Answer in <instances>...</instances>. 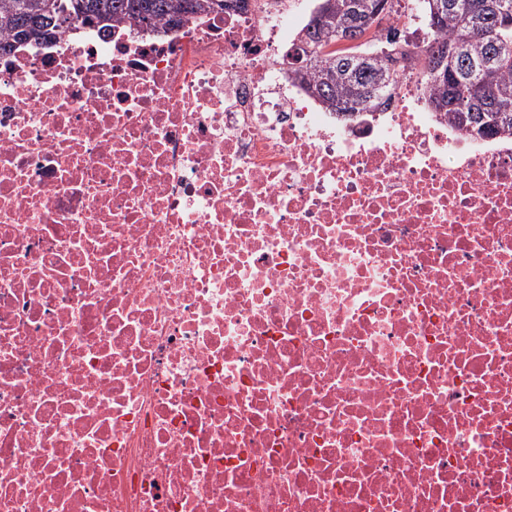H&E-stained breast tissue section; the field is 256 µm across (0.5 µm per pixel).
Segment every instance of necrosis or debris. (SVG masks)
<instances>
[{
	"mask_svg": "<svg viewBox=\"0 0 512 512\" xmlns=\"http://www.w3.org/2000/svg\"><path fill=\"white\" fill-rule=\"evenodd\" d=\"M318 0L0 52V512H512V135L290 79Z\"/></svg>",
	"mask_w": 512,
	"mask_h": 512,
	"instance_id": "obj_1",
	"label": "necrosis or debris"
}]
</instances>
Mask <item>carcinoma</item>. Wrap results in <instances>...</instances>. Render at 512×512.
<instances>
[{"label": "carcinoma", "instance_id": "carcinoma-1", "mask_svg": "<svg viewBox=\"0 0 512 512\" xmlns=\"http://www.w3.org/2000/svg\"><path fill=\"white\" fill-rule=\"evenodd\" d=\"M74 15L60 17L57 0H0V50L15 43L40 44L66 29L97 22L109 29L135 21L155 28L166 21L177 25L202 10H224L226 0H62ZM350 0H321L327 8L318 13V24L306 27L305 44L313 47L320 34L348 33V42L360 39L367 28L353 24ZM454 8L432 22L425 17L431 37L425 60L439 57L436 73L423 74L427 85L426 104L433 112L448 114L458 129L479 136L512 133V0H450ZM468 46L464 57L448 55L456 43ZM357 54L344 47L315 51L301 66H291L293 78L327 108L354 115L369 111V91L379 69L374 63L354 72L350 61ZM494 59L496 65L483 87L472 76L475 59Z\"/></svg>", "mask_w": 512, "mask_h": 512}]
</instances>
